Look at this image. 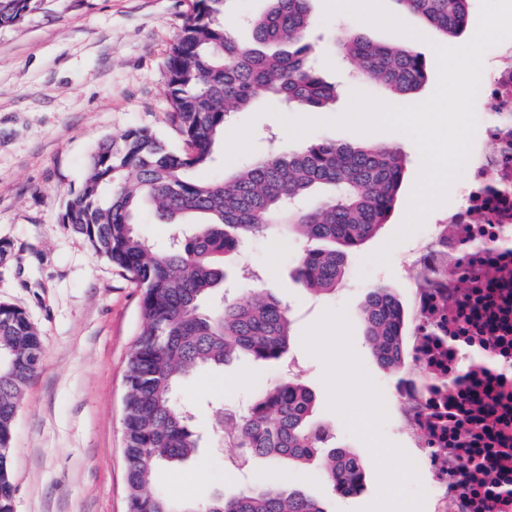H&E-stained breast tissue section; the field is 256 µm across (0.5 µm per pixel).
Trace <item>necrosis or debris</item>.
I'll return each instance as SVG.
<instances>
[{
	"label": "necrosis or debris",
	"instance_id": "4bbe7bcc",
	"mask_svg": "<svg viewBox=\"0 0 512 512\" xmlns=\"http://www.w3.org/2000/svg\"><path fill=\"white\" fill-rule=\"evenodd\" d=\"M462 202L400 257L413 311L387 411L431 512H512V40L490 49Z\"/></svg>",
	"mask_w": 512,
	"mask_h": 512
}]
</instances>
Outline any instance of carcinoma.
Instances as JSON below:
<instances>
[{
	"label": "carcinoma",
	"mask_w": 512,
	"mask_h": 512,
	"mask_svg": "<svg viewBox=\"0 0 512 512\" xmlns=\"http://www.w3.org/2000/svg\"><path fill=\"white\" fill-rule=\"evenodd\" d=\"M38 0H0V26L15 25ZM251 21L253 44L224 28V0H191L167 59L169 121L183 137L173 151L150 129L131 128L90 155L81 187L60 215L80 237L140 288V325L127 364L123 430L129 512H326L316 499L278 486H247L202 502L160 492L157 468L195 459L201 447L194 412L176 401L181 381L206 367L222 368L240 354L276 362L286 358L292 318L276 299L257 294L241 304L209 301L227 279L229 256L243 238L263 232L322 243L304 251L296 279L318 296H333L349 257L388 222L405 158L390 144L311 140L299 151L267 154L219 181L193 172L210 167L234 112L263 93L310 110L336 103V85L310 62L311 0H266ZM403 11L443 36H459L468 0H396ZM339 56L362 82L394 96L416 93L428 78L426 60L406 42L381 44L355 30L335 36ZM149 209L164 224L199 219L157 250L138 232ZM365 335L380 365L399 369L405 330L402 304L387 284H375L363 308ZM42 338L20 308L0 302V512H12V439L25 388L41 367ZM313 392L293 377L260 389L237 414L217 407L224 446L244 462H315L332 490L352 496L364 488L356 454L331 445L313 419Z\"/></svg>",
	"instance_id": "cac0c4a2"
}]
</instances>
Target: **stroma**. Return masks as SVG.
Masks as SVG:
<instances>
[{
    "mask_svg": "<svg viewBox=\"0 0 512 512\" xmlns=\"http://www.w3.org/2000/svg\"><path fill=\"white\" fill-rule=\"evenodd\" d=\"M385 4L421 34L413 47L432 66L425 86L395 98L381 86L351 80L335 50L338 29L378 43L399 35L346 13L325 17L323 0H312V60L339 91L326 118L343 114L356 91L396 106L426 100L438 81L432 43L462 45L479 23L480 0H470L462 36L448 39L400 11L395 0ZM188 9L189 0H42L21 24L0 27V243L7 245L0 253V301L22 308L43 341L42 366L26 388L13 438L14 512H128L122 419L140 290L65 232L59 217L82 183L89 155L107 138L146 127L182 148L168 120L166 61ZM303 114L266 96L234 113L227 130L242 145L219 147L203 178H224L273 147L297 151L303 141L290 139L281 119ZM310 136L399 144L405 154L399 201L388 223L349 258L331 299L313 298L292 277L306 242L264 234L242 244L233 263L254 269L258 278H229L226 292L246 301L261 291L289 309L288 362L242 357L186 378L178 397L197 409L205 446L182 467L157 471L154 482L168 495L202 501L275 477L318 499L327 512H430L419 484L401 480L409 451L383 407L394 377L374 357L362 319L372 284L402 286L396 260L372 264L368 258L404 221L420 153L410 138L392 132L323 126ZM289 373L315 394L314 416L332 426L337 446L372 459L360 494L342 497L319 469L285 460L232 467L230 449L211 428L214 406L237 410ZM362 419L368 431L360 430Z\"/></svg>",
    "mask_w": 512,
    "mask_h": 512,
    "instance_id": "35a3bbf8",
    "label": "stroma"
}]
</instances>
